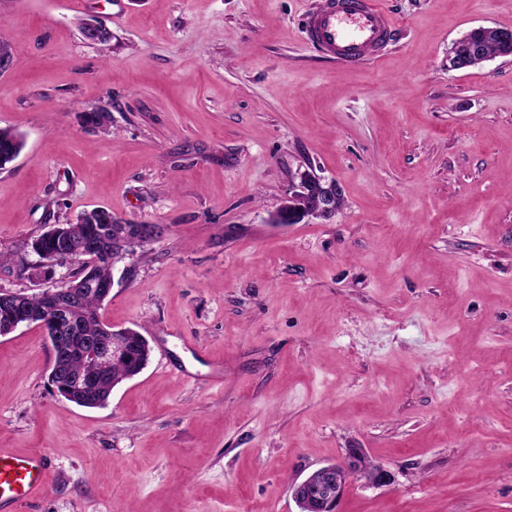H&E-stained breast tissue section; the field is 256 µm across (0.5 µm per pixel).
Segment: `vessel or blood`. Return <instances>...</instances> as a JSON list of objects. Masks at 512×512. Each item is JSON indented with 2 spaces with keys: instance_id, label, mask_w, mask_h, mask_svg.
I'll list each match as a JSON object with an SVG mask.
<instances>
[{
  "instance_id": "obj_1",
  "label": "vessel or blood",
  "mask_w": 512,
  "mask_h": 512,
  "mask_svg": "<svg viewBox=\"0 0 512 512\" xmlns=\"http://www.w3.org/2000/svg\"><path fill=\"white\" fill-rule=\"evenodd\" d=\"M397 25L376 0H321L304 28L305 40L324 57L347 65L376 59ZM50 474L45 451L0 449V512H20L43 492Z\"/></svg>"
}]
</instances>
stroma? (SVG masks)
Returning <instances> with one entry per match:
<instances>
[{
  "label": "stroma",
  "mask_w": 512,
  "mask_h": 512,
  "mask_svg": "<svg viewBox=\"0 0 512 512\" xmlns=\"http://www.w3.org/2000/svg\"><path fill=\"white\" fill-rule=\"evenodd\" d=\"M317 3L0 0L25 140L0 289H44L32 241L83 211L165 229L101 306L152 347L105 406L53 393L42 330L0 336V448L51 460L21 512H298L291 484L351 448L392 481L338 512H512V58L448 67L512 0H380L401 37L355 66L305 43ZM305 170L341 210L272 223Z\"/></svg>",
  "instance_id": "stroma-1"
}]
</instances>
